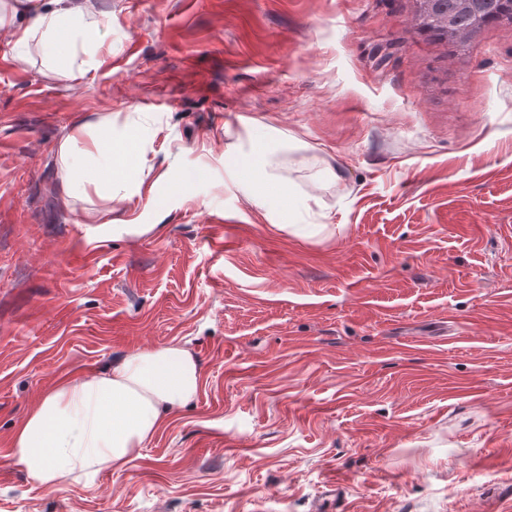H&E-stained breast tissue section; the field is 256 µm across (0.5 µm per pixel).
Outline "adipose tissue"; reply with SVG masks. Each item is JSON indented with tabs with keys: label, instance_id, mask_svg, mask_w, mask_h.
I'll return each instance as SVG.
<instances>
[{
	"label": "adipose tissue",
	"instance_id": "1",
	"mask_svg": "<svg viewBox=\"0 0 512 512\" xmlns=\"http://www.w3.org/2000/svg\"><path fill=\"white\" fill-rule=\"evenodd\" d=\"M0 32L8 51L35 50L60 79L84 76L106 38L112 18L94 0H0ZM251 152L239 170L250 204L268 211L270 223L288 205V188L269 169L265 140L271 128L253 119ZM142 163L134 134H114L108 119L77 118L55 153L66 198L96 194L135 178ZM201 387L197 360L171 343L144 347L79 380H61L29 409L14 430L10 454L38 486L58 489L68 476L93 478L139 455L166 426L173 411L190 404Z\"/></svg>",
	"mask_w": 512,
	"mask_h": 512
}]
</instances>
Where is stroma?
<instances>
[{
    "label": "stroma",
    "instance_id": "35a3bbf8",
    "mask_svg": "<svg viewBox=\"0 0 512 512\" xmlns=\"http://www.w3.org/2000/svg\"><path fill=\"white\" fill-rule=\"evenodd\" d=\"M100 8L84 78L0 44V512H512V24L451 47L415 0ZM81 115L139 130L142 197L63 201ZM245 118L302 143L272 157L317 198L289 227L224 167ZM108 219L153 230L88 242ZM172 341L201 389L140 456L54 492L8 456L50 385Z\"/></svg>",
    "mask_w": 512,
    "mask_h": 512
}]
</instances>
